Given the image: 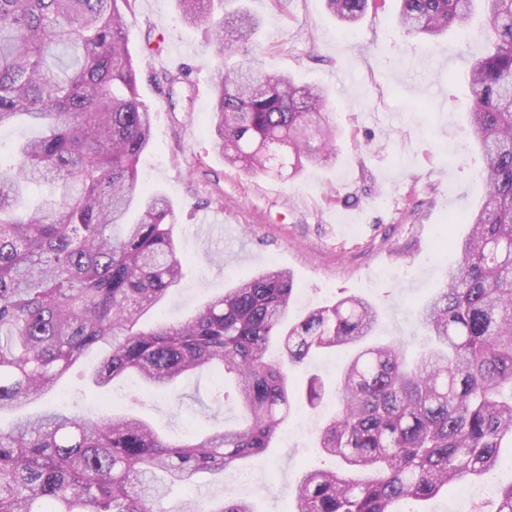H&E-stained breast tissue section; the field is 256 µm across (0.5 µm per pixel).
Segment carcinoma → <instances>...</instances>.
I'll list each match as a JSON object with an SVG mask.
<instances>
[{
	"label": "carcinoma",
	"instance_id": "carcinoma-1",
	"mask_svg": "<svg viewBox=\"0 0 512 512\" xmlns=\"http://www.w3.org/2000/svg\"><path fill=\"white\" fill-rule=\"evenodd\" d=\"M487 28L466 73L471 133L486 191L470 233L419 309L426 345L407 358L377 342L379 309L361 297L312 308L288 323L293 275L271 266L207 300L182 322L157 315L183 263L175 213L138 186L152 115L128 49L131 0H0V128H41L0 160V414L53 392L96 350L92 383L134 371L147 390H173L216 373L215 399L233 400L239 425L193 430L179 442L127 408L95 417L49 411L0 425V512H254L246 499L167 491L267 452L294 405L325 385L292 372L310 355L355 349L336 380L338 410L318 447L335 460L304 472L289 512H397L456 484L488 479L512 449V0H401L398 24L432 42L472 32L475 2ZM183 23L207 29L220 60L213 77L216 148L248 175H298L335 154L323 88L240 61L262 18L230 0H176ZM344 26L369 0H325ZM49 189L24 214L16 197Z\"/></svg>",
	"mask_w": 512,
	"mask_h": 512
}]
</instances>
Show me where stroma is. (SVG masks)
<instances>
[{"label": "stroma", "mask_w": 512, "mask_h": 512, "mask_svg": "<svg viewBox=\"0 0 512 512\" xmlns=\"http://www.w3.org/2000/svg\"><path fill=\"white\" fill-rule=\"evenodd\" d=\"M247 3L264 18L254 37L259 66L326 90L339 133L336 158L293 178L247 175L226 164L210 131L217 62L204 28L182 23L175 0H133L129 49L153 115L141 181L171 200L183 260L182 285L161 314L186 319L209 296L276 265L294 276L295 314L362 296L382 313L378 339L417 354L415 313L469 232L458 215L475 209L485 192L464 81L484 44L454 31L431 45L407 35L396 24L400 0H370L350 28L327 12L324 0ZM150 35L164 39L158 54L143 50ZM180 69L185 83L169 87L165 74ZM98 362V354H89L58 391L22 406L21 414L59 406L85 412L139 392L132 378L106 389L90 385ZM215 387L211 373H196L181 379L175 393L144 396L137 412L174 442L191 423L235 426L237 406L215 404ZM335 409L330 394L316 407L301 406L275 448L248 459L239 473L199 475L192 494L206 501L240 495L247 486L256 512H284L287 488L299 474L331 464L315 433Z\"/></svg>", "instance_id": "35a3bbf8"}]
</instances>
